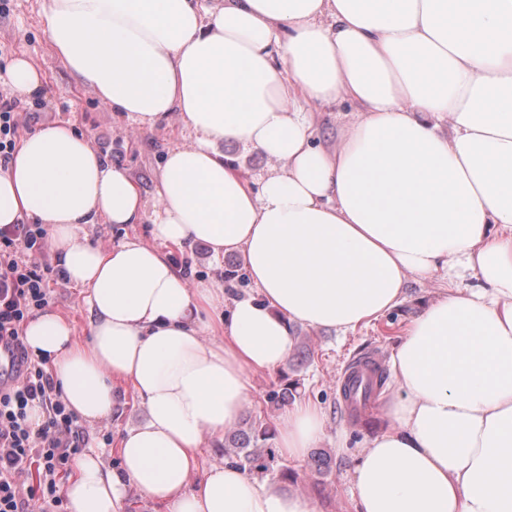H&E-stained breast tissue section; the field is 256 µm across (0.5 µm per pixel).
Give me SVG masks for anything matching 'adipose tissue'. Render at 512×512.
Instances as JSON below:
<instances>
[{"mask_svg":"<svg viewBox=\"0 0 512 512\" xmlns=\"http://www.w3.org/2000/svg\"><path fill=\"white\" fill-rule=\"evenodd\" d=\"M52 53L127 124L178 116L147 212L128 173L71 123L24 136L0 171V225H43L81 288L87 336L60 314L23 341L52 364L82 420L111 417L118 387L144 415L118 468L81 453L67 512H318L231 463L202 464L283 367L302 324L347 333L401 302L408 277L449 283L391 356L386 423L351 459L356 512H512V0H42ZM359 120L331 150L316 112ZM234 141L276 159L250 182ZM179 247L236 255L257 296L189 285L140 240L91 246L85 224H140ZM323 431L313 401L276 422L303 458Z\"/></svg>","mask_w":512,"mask_h":512,"instance_id":"ef3b65f1","label":"adipose tissue"}]
</instances>
